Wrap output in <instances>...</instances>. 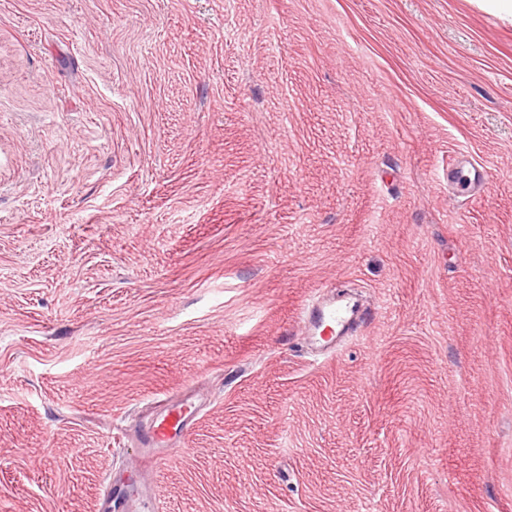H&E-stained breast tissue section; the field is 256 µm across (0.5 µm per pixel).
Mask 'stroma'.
<instances>
[{
    "label": "stroma",
    "mask_w": 512,
    "mask_h": 512,
    "mask_svg": "<svg viewBox=\"0 0 512 512\" xmlns=\"http://www.w3.org/2000/svg\"><path fill=\"white\" fill-rule=\"evenodd\" d=\"M373 314L334 352L309 298ZM197 406L146 470L158 404ZM512 512V23L475 0H0V512Z\"/></svg>",
    "instance_id": "1"
}]
</instances>
